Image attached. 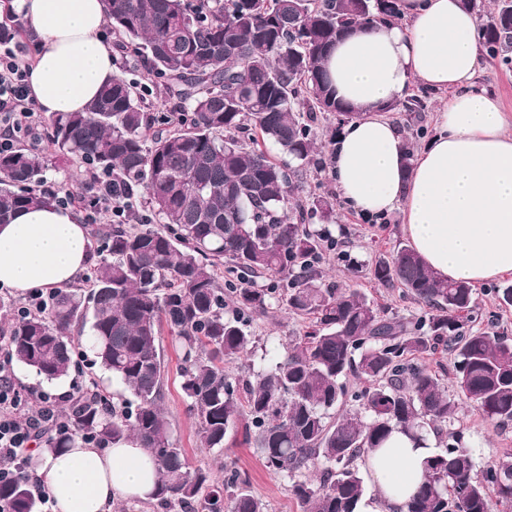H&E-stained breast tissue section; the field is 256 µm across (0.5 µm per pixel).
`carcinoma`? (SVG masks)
<instances>
[{
    "instance_id": "cac0c4a2",
    "label": "carcinoma",
    "mask_w": 512,
    "mask_h": 512,
    "mask_svg": "<svg viewBox=\"0 0 512 512\" xmlns=\"http://www.w3.org/2000/svg\"><path fill=\"white\" fill-rule=\"evenodd\" d=\"M396 0H106L116 50L144 62L181 103L176 124L145 112L133 84L114 77L84 112L52 113L55 158L112 174L131 204L159 219L114 224L89 274L88 295L58 288L49 313L9 316L0 337L11 359L47 381L68 375L73 328L90 325L96 362L135 401L109 412L97 384L76 395L64 429L42 441L57 455L80 441L135 439L156 464L154 499L188 512H267L234 467L214 484L176 446L163 402L167 329L180 352L182 389L201 444L224 447L242 434L265 466L291 479L302 512H358L366 494L359 466L399 429L421 444L459 412L439 375L418 358L439 347L454 356L460 393L484 418L512 421V339L490 333L476 289L436 276L409 246L376 261L371 275L421 305L390 314L354 288L325 286L318 263L338 246L328 227L336 202L288 204L298 167L317 153L315 125L353 118L336 100L323 60L351 26L398 17ZM13 11L0 38L18 37ZM482 55L512 63V8L497 0L480 27ZM48 159L30 148L0 153V224L19 210L57 202L36 188ZM318 213L323 224L306 223ZM244 281L218 286L217 271ZM309 320V331L271 365L243 375L224 361L251 352V315L272 307ZM359 381L348 385L349 378ZM426 480L406 512L512 509V453L474 471L464 431L426 461ZM10 512H38L25 480L0 483Z\"/></svg>"
}]
</instances>
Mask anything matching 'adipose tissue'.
<instances>
[{
  "label": "adipose tissue",
  "instance_id": "obj_1",
  "mask_svg": "<svg viewBox=\"0 0 512 512\" xmlns=\"http://www.w3.org/2000/svg\"><path fill=\"white\" fill-rule=\"evenodd\" d=\"M38 38L30 96L47 113L81 112L118 75L103 0H19ZM400 21L353 26L323 61L337 100L356 111L332 145L331 174L352 210L402 214L416 253L439 276L479 285L512 273V123L499 99L476 85L480 20L460 0H400ZM445 93L435 134L404 161L386 116L413 83ZM88 239L79 216L54 205L0 224V285L54 289L84 270ZM428 448L393 431L366 465L375 492L358 512H405L425 479ZM35 477L55 512H107L150 497L155 464L128 440L102 451L82 443L49 457Z\"/></svg>",
  "mask_w": 512,
  "mask_h": 512
}]
</instances>
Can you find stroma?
I'll list each match as a JSON object with an SVG mask.
<instances>
[{
  "instance_id": "obj_1",
  "label": "stroma",
  "mask_w": 512,
  "mask_h": 512,
  "mask_svg": "<svg viewBox=\"0 0 512 512\" xmlns=\"http://www.w3.org/2000/svg\"><path fill=\"white\" fill-rule=\"evenodd\" d=\"M479 87L495 94L501 101L504 112L512 116V66L500 60L482 59L478 74ZM412 93H426V108L418 125L407 122L405 112L394 110L389 117L403 133L412 149L424 147L433 136L435 112L443 95L436 91H423L421 84H414ZM336 226L340 231L338 249L324 253L319 265L328 284L351 286L381 305L388 312L410 316L419 312L420 307L412 300L403 298L399 289L380 285L370 275L368 268L383 255L398 246L408 244L400 212L394 211L385 216L366 215L348 209L344 203L336 205ZM359 261L365 266L360 274H352L351 262ZM512 284V274L491 280L489 285L477 288V302L484 319L490 320L493 329L506 331L512 336V306L502 305L496 289ZM309 326L308 320L278 309L256 314L251 318L250 330L255 338L253 353L249 361L230 363L229 371L240 372L245 363L263 365L266 352L279 344H286L304 335ZM80 344L74 359L79 370L60 380L49 382L37 376L22 365H14V382L19 391L38 390L52 396H63L76 389H85L97 384L114 405H121L130 394L111 374L95 362V355L89 342L88 330L74 328ZM165 362L164 408L172 425L173 436L178 447L183 448L192 467L209 471L215 481L224 478L225 466L238 469L246 477L253 494L267 505L268 512H302L296 500L288 494L289 480L269 471L260 459L256 449L242 444L240 439L228 437L223 449L205 448L200 444L195 420L187 411V399L181 388L179 360L169 334H161ZM452 428L464 429L466 445L469 448L476 469H483L490 458L512 453V423L497 427L480 416L471 406H464L451 423Z\"/></svg>"
}]
</instances>
